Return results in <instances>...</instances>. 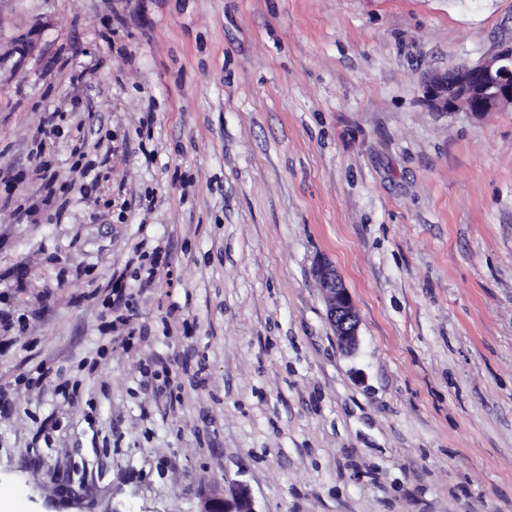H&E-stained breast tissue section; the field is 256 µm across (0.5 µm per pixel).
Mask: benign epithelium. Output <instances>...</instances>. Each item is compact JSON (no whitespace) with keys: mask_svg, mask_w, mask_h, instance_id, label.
Masks as SVG:
<instances>
[{"mask_svg":"<svg viewBox=\"0 0 512 512\" xmlns=\"http://www.w3.org/2000/svg\"><path fill=\"white\" fill-rule=\"evenodd\" d=\"M433 105L448 113L464 110L474 115L496 112L512 106V42L502 45L492 60L464 65L427 86ZM313 275L323 289L329 320L341 346L351 351L358 343L359 319L352 297L336 268L326 259H319ZM200 512H255L246 495L233 502L208 498Z\"/></svg>","mask_w":512,"mask_h":512,"instance_id":"obj_1","label":"benign epithelium"}]
</instances>
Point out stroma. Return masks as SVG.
Masks as SVG:
<instances>
[{
  "instance_id": "35a3bbf8",
  "label": "stroma",
  "mask_w": 512,
  "mask_h": 512,
  "mask_svg": "<svg viewBox=\"0 0 512 512\" xmlns=\"http://www.w3.org/2000/svg\"><path fill=\"white\" fill-rule=\"evenodd\" d=\"M509 41L512 0H0V495L512 512V107L425 94ZM313 275L325 293L329 320L339 343L347 351L354 350L358 343L359 319L344 281L326 259L316 261Z\"/></svg>"
}]
</instances>
